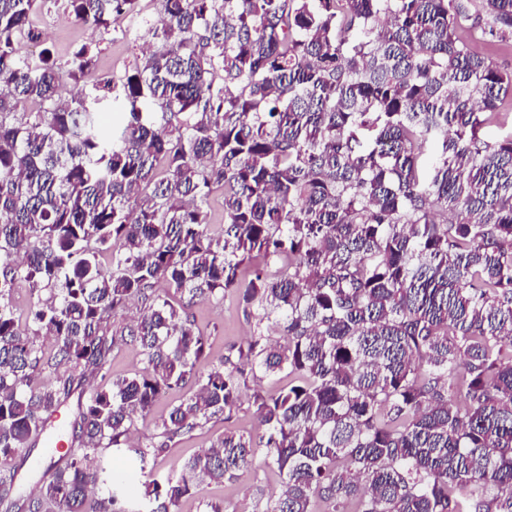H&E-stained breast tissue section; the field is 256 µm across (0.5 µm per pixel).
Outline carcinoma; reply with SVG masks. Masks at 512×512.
I'll return each mask as SVG.
<instances>
[{"instance_id": "obj_1", "label": "carcinoma", "mask_w": 512, "mask_h": 512, "mask_svg": "<svg viewBox=\"0 0 512 512\" xmlns=\"http://www.w3.org/2000/svg\"><path fill=\"white\" fill-rule=\"evenodd\" d=\"M159 2L120 84L65 99L100 42L67 71L49 47L18 56L46 0H0V505L172 512L263 448L282 489L254 512H512V137H483L512 74L457 35L465 21L512 43V0ZM63 4L95 33L137 0ZM117 86L130 120L107 129ZM217 187L219 232L203 210ZM230 291L253 334L202 370L189 309ZM125 346L143 368L86 391ZM250 378L283 382L249 397L260 435L227 429L135 485L112 473L162 394L190 388L132 449L142 473L230 421ZM73 397L63 463L8 497L21 450Z\"/></svg>"}]
</instances>
